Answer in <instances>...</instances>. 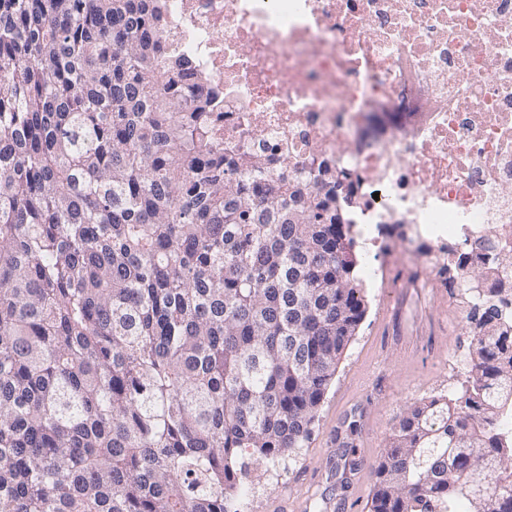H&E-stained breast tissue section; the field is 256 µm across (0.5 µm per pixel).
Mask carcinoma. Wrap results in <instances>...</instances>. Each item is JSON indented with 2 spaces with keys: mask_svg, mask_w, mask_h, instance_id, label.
<instances>
[{
  "mask_svg": "<svg viewBox=\"0 0 512 512\" xmlns=\"http://www.w3.org/2000/svg\"><path fill=\"white\" fill-rule=\"evenodd\" d=\"M164 0H0V512H243L309 438L368 301L351 174L210 138ZM408 407L370 512H512V290Z\"/></svg>",
  "mask_w": 512,
  "mask_h": 512,
  "instance_id": "cac0c4a2",
  "label": "carcinoma"
}]
</instances>
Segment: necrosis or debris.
<instances>
[{
    "label": "necrosis or debris",
    "mask_w": 512,
    "mask_h": 512,
    "mask_svg": "<svg viewBox=\"0 0 512 512\" xmlns=\"http://www.w3.org/2000/svg\"><path fill=\"white\" fill-rule=\"evenodd\" d=\"M159 41L225 151L351 172L373 274L399 246L429 257L405 287L453 292L490 239L512 288V0H166Z\"/></svg>",
    "instance_id": "necrosis-or-debris-1"
}]
</instances>
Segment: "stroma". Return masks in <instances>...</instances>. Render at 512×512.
Returning <instances> with one entry per match:
<instances>
[{
  "label": "stroma",
  "mask_w": 512,
  "mask_h": 512,
  "mask_svg": "<svg viewBox=\"0 0 512 512\" xmlns=\"http://www.w3.org/2000/svg\"><path fill=\"white\" fill-rule=\"evenodd\" d=\"M373 255L362 251L368 310L327 391L303 448L277 466H249L246 512H279L278 501L306 504V512H369L370 468L390 427L420 399L459 389L469 356L460 298L435 288L371 286ZM356 447L344 452L345 444ZM347 489H340V482Z\"/></svg>",
  "instance_id": "obj_1"
}]
</instances>
